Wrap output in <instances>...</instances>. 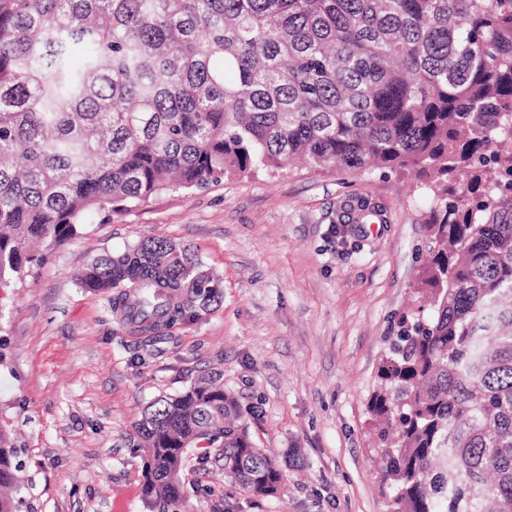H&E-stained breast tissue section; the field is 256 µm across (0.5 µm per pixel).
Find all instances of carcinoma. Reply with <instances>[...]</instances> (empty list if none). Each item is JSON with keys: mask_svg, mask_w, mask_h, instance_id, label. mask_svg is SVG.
I'll use <instances>...</instances> for the list:
<instances>
[{"mask_svg": "<svg viewBox=\"0 0 512 512\" xmlns=\"http://www.w3.org/2000/svg\"><path fill=\"white\" fill-rule=\"evenodd\" d=\"M512 0H0V286L23 281L89 211L281 170L427 179V316L404 315L369 407L390 512H512ZM151 333L194 320L220 281L163 239L77 275ZM153 512L183 496L187 453L274 495L213 377L135 426ZM0 424V512H23Z\"/></svg>", "mask_w": 512, "mask_h": 512, "instance_id": "obj_1", "label": "carcinoma"}]
</instances>
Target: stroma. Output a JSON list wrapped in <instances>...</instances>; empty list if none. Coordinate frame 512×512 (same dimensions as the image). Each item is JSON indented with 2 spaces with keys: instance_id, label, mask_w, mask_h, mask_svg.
Instances as JSON below:
<instances>
[{
  "instance_id": "1",
  "label": "stroma",
  "mask_w": 512,
  "mask_h": 512,
  "mask_svg": "<svg viewBox=\"0 0 512 512\" xmlns=\"http://www.w3.org/2000/svg\"><path fill=\"white\" fill-rule=\"evenodd\" d=\"M361 201L378 221L344 223ZM431 206L407 173L298 163L88 214L33 277L0 289V413L26 465L29 512H150L134 425L154 398L214 372L255 445L286 462L285 482L252 496L214 455L187 471L177 512H386L369 402L418 299ZM144 239L191 247L222 279L200 319L153 338L77 280Z\"/></svg>"
}]
</instances>
